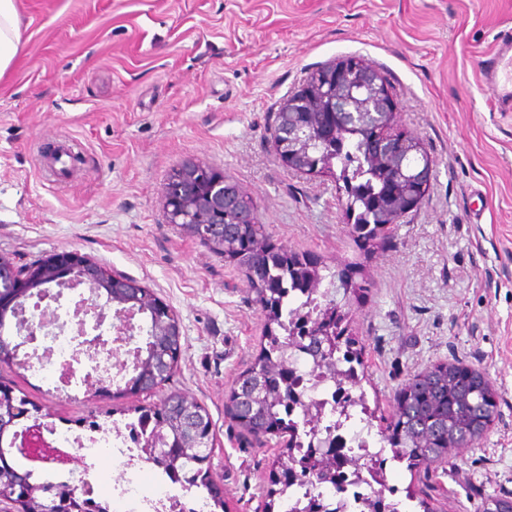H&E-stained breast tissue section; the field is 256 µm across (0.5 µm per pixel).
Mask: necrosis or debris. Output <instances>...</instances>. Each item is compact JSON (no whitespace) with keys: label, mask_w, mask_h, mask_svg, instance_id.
Returning a JSON list of instances; mask_svg holds the SVG:
<instances>
[{"label":"necrosis or debris","mask_w":512,"mask_h":512,"mask_svg":"<svg viewBox=\"0 0 512 512\" xmlns=\"http://www.w3.org/2000/svg\"><path fill=\"white\" fill-rule=\"evenodd\" d=\"M88 298L89 293L85 290L61 296L52 291L30 307L33 316L46 314L50 317L49 323L38 330L30 344V362L36 371L50 372L55 391L62 395L86 386L99 377L94 361L85 355L76 341L77 329H84L91 338H106L112 334V326L107 321L99 323L90 318L76 323L75 312L83 307ZM297 369L302 373L299 388L305 397L324 400L321 426L332 429L340 455L349 459L368 458L378 466L389 463L390 449L374 437L360 406L352 405L343 410L335 408V384L327 378H305L307 362H299ZM57 446L77 449L89 461L94 473L91 490L107 496L113 512H205L206 505L200 496L175 492L170 479H161L153 490L144 489L142 476L146 466L130 429L105 427L82 435L56 431L40 453L45 457L52 456ZM107 460L120 463L125 472L121 482L108 480L103 469V463ZM371 487L369 475L358 476L350 470L342 471L340 491L325 496L324 503L329 512H367Z\"/></svg>","instance_id":"obj_1"}]
</instances>
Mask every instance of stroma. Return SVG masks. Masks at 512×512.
I'll return each mask as SVG.
<instances>
[{"label":"stroma","instance_id":"stroma-1","mask_svg":"<svg viewBox=\"0 0 512 512\" xmlns=\"http://www.w3.org/2000/svg\"><path fill=\"white\" fill-rule=\"evenodd\" d=\"M19 52L0 77V259L21 269L77 252L174 309L183 348L171 378L118 396L51 393L33 369L0 382L84 434L124 424L176 392L208 411L210 470L231 512H265L278 438L259 444L224 406L265 342L243 272L166 220L172 169H220L255 202L277 246L355 264L346 303L364 347L362 388L389 418L414 374L451 363L486 374L489 429L431 465L393 464L405 512H483L512 501V112L481 76L512 33V0H17ZM373 65L399 128L433 161L429 191L359 249L333 178L285 166L269 129L309 74L338 58Z\"/></svg>","mask_w":512,"mask_h":512}]
</instances>
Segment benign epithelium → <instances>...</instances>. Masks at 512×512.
I'll return each instance as SVG.
<instances>
[{"mask_svg":"<svg viewBox=\"0 0 512 512\" xmlns=\"http://www.w3.org/2000/svg\"><path fill=\"white\" fill-rule=\"evenodd\" d=\"M282 111L288 114V122L274 133L272 145L281 161L291 167L301 162L303 151L310 149L312 143H328L336 136L338 127L349 123L369 126L376 120V114L394 113L396 108L390 91L372 65L360 59L345 58L326 64L308 77L295 96L288 97ZM373 142L377 152L386 158L388 180L394 186V196H399L410 182L430 180V161L413 168L404 164L408 155L423 154L417 141L409 142L397 132L377 130ZM165 208L168 223L178 224L188 235L215 245L224 243V213L247 211L249 199L238 185L224 180V172L197 160H185L169 175L165 186ZM52 283L62 290L87 288L97 299L105 294L110 304L112 289L128 284V280L72 252L57 253L44 263L24 271L0 259V335H5L6 326L14 328L6 364L19 367L28 364L27 360L19 358V351L32 340L36 329L45 321L28 320L26 302L35 296L45 297L47 285ZM83 312L86 316L97 319L107 316L112 320L113 337L110 342L101 338L82 341V344L95 349L91 358H97L102 350L115 355L123 349L127 359L117 360L113 366L121 372L130 367L139 370L143 352L130 348V344L134 335L144 330L140 316L149 312L147 298L142 292L133 290L126 302L113 309L101 310L96 303L84 308ZM152 363V374L139 383V386L151 390L158 386L157 375L169 363V351H156ZM11 402L12 391L0 386V460L18 455L28 459L33 449L45 443V433L51 430V425L44 419L49 414H22L20 408L8 407ZM194 422L193 415L185 416L177 443L162 438V450L169 451L176 445L194 447ZM31 496L29 481L21 474L12 483L11 493L0 495V512H12L8 505L17 506Z\"/></svg>","mask_w":512,"mask_h":512,"instance_id":"obj_1","label":"benign epithelium"}]
</instances>
